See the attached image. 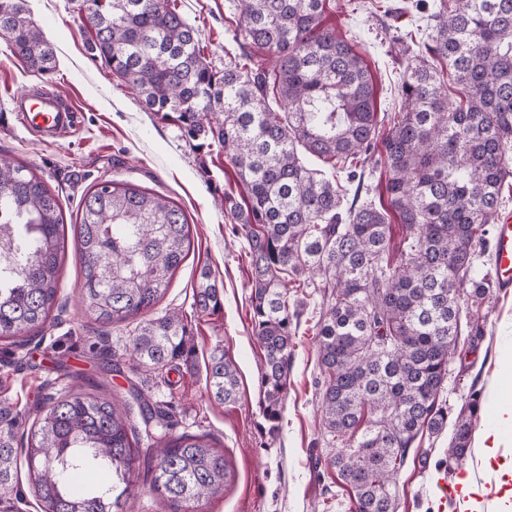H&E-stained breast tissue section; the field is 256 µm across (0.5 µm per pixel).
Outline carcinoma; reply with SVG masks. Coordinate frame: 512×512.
Masks as SVG:
<instances>
[{"label": "carcinoma", "instance_id": "1", "mask_svg": "<svg viewBox=\"0 0 512 512\" xmlns=\"http://www.w3.org/2000/svg\"><path fill=\"white\" fill-rule=\"evenodd\" d=\"M94 32L89 49L109 74L136 88L143 108L172 121L192 149L217 146L236 169L244 203L224 195L248 244L250 321L263 351L260 410L267 434L283 431L299 304L290 289H320L318 362L322 425L344 450L324 466L354 492L353 512H396L395 477L423 435L452 428L448 458L463 459L480 412L477 393L448 424L439 402L460 340L483 335L461 321L491 295L473 256L490 250L504 188L512 189V0H438L427 41L406 44L402 109L377 120L374 86L352 45L325 25L333 0H237L249 50L224 69L207 61L197 30L175 0H80ZM0 30L12 54L48 74L51 43L27 0H0ZM325 170L306 166L303 156ZM385 169L386 201L361 197L367 164ZM347 171L350 190L336 181ZM406 231L390 246L392 221ZM82 303L102 326L152 309L191 247L183 210L164 197L103 180L85 194L80 222ZM65 227L58 197L27 165L0 159V340L40 335L54 323ZM222 288L201 274V314L221 308ZM194 344L176 312L140 325L128 355L136 372L170 374ZM207 388L238 401L235 364L216 345ZM155 427L152 490L173 512L224 493V453L206 436L174 433L173 412L144 399ZM27 426L26 446L17 433ZM40 508L130 512L129 477L139 438L116 400L70 386L33 420L0 403V503L21 494L19 451ZM102 468L103 490L75 486Z\"/></svg>", "mask_w": 512, "mask_h": 512}]
</instances>
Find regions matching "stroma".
I'll return each mask as SVG.
<instances>
[{"mask_svg": "<svg viewBox=\"0 0 512 512\" xmlns=\"http://www.w3.org/2000/svg\"><path fill=\"white\" fill-rule=\"evenodd\" d=\"M334 4L327 23L352 43L367 66L377 112L398 111L406 60L396 38L426 26L416 0ZM27 5L33 22L55 48L57 68L49 76L33 72L12 55L7 37L0 35V156L24 163L58 194L66 224L65 253L54 326L22 348L0 341V400L26 413L50 393L77 383L94 394L121 396L131 375L144 394L172 408L179 431L208 434L224 450L229 475L223 495L195 504L190 512H351L352 489L335 471L313 466L314 457L337 451L320 424L317 289L297 291L300 324L283 412L285 428L272 438L259 429L263 352L249 316L251 259L246 240L233 234L222 203L225 191H243L235 171L222 150H191L177 126L146 112L136 92L108 74L88 48L91 36L79 18L78 0H27ZM177 8L198 30L208 61L223 69L225 52L239 50L232 0H177ZM43 87L55 89L79 111L76 124L50 142L30 135L12 110L13 93ZM106 179L166 197L185 211L190 224V253L164 297L147 313L153 319L179 312L192 333L193 366L172 388L126 367L113 372L112 357L124 354L138 321L103 328L81 302L74 226L87 188ZM204 271L224 287L223 307L211 315L198 314L193 307V289ZM479 317L483 334L473 344L460 345L448 365L441 399L455 413L472 392H479L482 418L475 430L480 433L487 427L486 416L494 414L512 386L499 367L501 352L512 347V292L493 289ZM218 344L239 370V399L231 405L215 402L206 387L204 362ZM450 437L446 430L422 438L417 454L397 475V512H471V504L451 502L447 494L465 475L483 494L482 512H496L498 504L488 496L495 479L479 445H472L461 464L447 471L437 468ZM424 452L431 459L426 467L419 459Z\"/></svg>", "mask_w": 512, "mask_h": 512, "instance_id": "obj_1", "label": "stroma"}]
</instances>
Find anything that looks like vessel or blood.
Here are the masks:
<instances>
[{
  "mask_svg": "<svg viewBox=\"0 0 512 512\" xmlns=\"http://www.w3.org/2000/svg\"><path fill=\"white\" fill-rule=\"evenodd\" d=\"M16 115L32 133L42 136L59 134L73 118L74 109L55 92L40 89L15 93ZM493 275L498 287L512 289V212L503 213L497 225L494 242Z\"/></svg>",
  "mask_w": 512,
  "mask_h": 512,
  "instance_id": "1",
  "label": "vessel or blood"
}]
</instances>
